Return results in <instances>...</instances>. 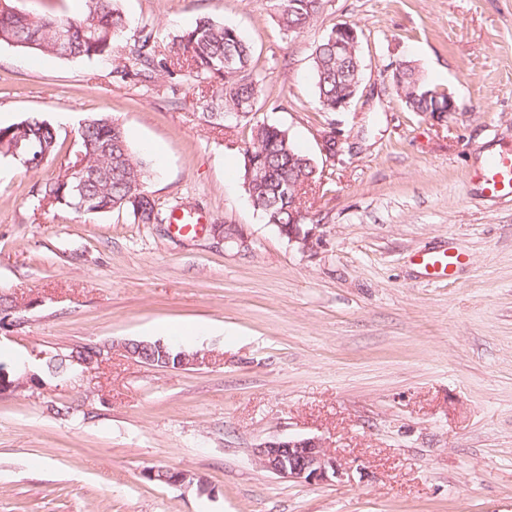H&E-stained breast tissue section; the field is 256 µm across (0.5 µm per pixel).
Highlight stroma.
<instances>
[{
    "mask_svg": "<svg viewBox=\"0 0 512 512\" xmlns=\"http://www.w3.org/2000/svg\"><path fill=\"white\" fill-rule=\"evenodd\" d=\"M119 5L129 27L116 58L0 44V123L38 114L59 140L37 170L0 156V292L22 319L0 336L15 351L0 367L114 345L94 374L0 394V512H512V196L487 197L470 178L512 149V0H324L298 34L266 0ZM202 17L253 44L256 120L316 163L308 243L253 209L249 123L203 118L219 82L122 72L141 27L167 60ZM339 23L361 36V86L346 111L323 112L311 55ZM405 61L459 111L407 108L392 82ZM100 112L149 162L152 196L204 229L39 207L37 186L75 160L79 125ZM216 224L241 225L247 247ZM448 245L466 263L426 276L418 254ZM162 324L206 326L183 344L206 365L151 367L123 349L158 340ZM288 435L324 438L349 478L288 482L261 468L254 448ZM150 467L188 479L151 481Z\"/></svg>",
    "mask_w": 512,
    "mask_h": 512,
    "instance_id": "obj_1",
    "label": "stroma"
}]
</instances>
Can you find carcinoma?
<instances>
[{
    "label": "carcinoma",
    "instance_id": "carcinoma-1",
    "mask_svg": "<svg viewBox=\"0 0 512 512\" xmlns=\"http://www.w3.org/2000/svg\"><path fill=\"white\" fill-rule=\"evenodd\" d=\"M119 0H92L85 18L68 17L51 8L29 13L0 0V43L24 51L53 55L64 59L108 57L123 39L128 20ZM285 31L299 33L314 22L323 8V0H269ZM154 30L143 27L135 44L134 76L143 81L155 78L158 64ZM169 65L200 80L219 79L220 104L207 118L223 112H253L261 92L255 72L254 48L234 28L210 18H201L179 36L177 52ZM312 76L321 111L344 109L342 103L352 96L361 82L360 48L351 44L336 47V30L319 43L312 53ZM401 97L414 112L445 113L448 94L428 84L413 67L400 71ZM80 152L85 166L81 172L69 164L57 176L36 190L37 201L54 197L53 208H64L83 216L110 211H124L139 224L163 221L159 203L150 195L147 184L150 170L145 159L136 156L122 126L111 115L100 113L88 118L78 128ZM252 171L246 190L253 209L268 224L280 225L288 232L295 223L294 207L288 200L287 186L304 182L313 174L312 158L302 153L286 130L270 123L251 127ZM21 140L33 152L53 156L58 150L55 128L37 115L0 127V155H9L10 144ZM82 181L81 193L72 187ZM54 375L81 371L70 359L45 361Z\"/></svg>",
    "mask_w": 512,
    "mask_h": 512
}]
</instances>
